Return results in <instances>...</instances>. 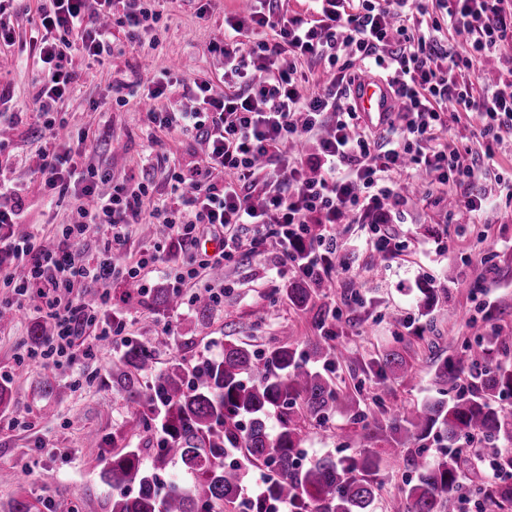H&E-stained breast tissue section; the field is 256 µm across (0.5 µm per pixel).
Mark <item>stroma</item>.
<instances>
[{
    "mask_svg": "<svg viewBox=\"0 0 512 512\" xmlns=\"http://www.w3.org/2000/svg\"><path fill=\"white\" fill-rule=\"evenodd\" d=\"M199 6V0H173L141 45L127 43L123 29H115L117 40L124 43L123 54L100 62L79 54L72 58L73 68L87 80L80 92L60 102V116L72 131L119 139L121 149L108 151L114 181L138 172L152 139L167 157L149 170L162 193L168 189L169 160L184 165L203 155L204 146L194 137L144 126L142 114L150 103L138 85L146 75L169 69L182 81L183 95H191L197 78L210 80L216 92H223L224 70L207 47L222 38L225 15L238 12L243 2L217 0L205 23L195 16ZM14 53V47L0 48V89L12 96L24 116L11 132L5 150L9 161L0 173L27 187L29 197L39 203L28 231L51 234L69 223L72 214L40 202L39 157L31 137L38 85L32 69L16 66ZM99 102L105 110H96ZM381 218L382 233L401 242L400 252L379 258L363 244L366 225H341L338 271L316 299L317 306L339 311L340 317L333 325L330 355L313 367L333 378L338 388L355 393L359 406L356 413L336 412L326 426L307 429L298 458L304 466L327 454L355 453L366 425L388 422L436 397L435 369L456 357L462 344L480 340L491 346L496 337L512 336V203L498 202L480 223L452 224L445 201L419 190ZM278 261L267 248L226 263L224 300L204 325L191 303L161 318L151 311L149 297H141L125 318V336L140 342L167 336L168 348L155 356L159 371L176 357L192 363L219 354L230 340L267 350L285 325L293 327L300 348H307L320 331L311 314L289 303L284 293L288 278L275 271ZM429 283L444 294L426 315L420 290ZM10 315V322L0 324V369L9 372L13 392L12 412L0 415V470L13 473L14 479L0 483V512H9L11 500L19 496L29 500L31 512H112V490L101 478L107 459L127 445L153 454L159 437L154 429L115 436L129 418L124 394L111 379L122 344L100 341L97 359L85 366L92 380L78 386L75 369L19 364L32 345L30 331L40 316L30 302L11 308ZM393 347L411 365V375L381 370L383 352ZM47 382L53 393L44 392ZM370 433L371 450L381 459L372 512H398L411 475L394 468L401 450L388 431Z\"/></svg>",
    "mask_w": 512,
    "mask_h": 512,
    "instance_id": "35a3bbf8",
    "label": "stroma"
}]
</instances>
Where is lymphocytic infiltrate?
Returning <instances> with one entry per match:
<instances>
[{"instance_id": "lymphocytic-infiltrate-1", "label": "lymphocytic infiltrate", "mask_w": 512, "mask_h": 512, "mask_svg": "<svg viewBox=\"0 0 512 512\" xmlns=\"http://www.w3.org/2000/svg\"><path fill=\"white\" fill-rule=\"evenodd\" d=\"M248 2L245 11L225 16L223 42L208 47L223 60L224 94L194 80L196 105L186 109L170 72L146 78L147 96L156 102L148 127L189 131L204 145L200 161L173 168L169 196L158 200L150 177L116 184L109 162H90L88 133L66 143L57 109L81 87L69 66L72 52L96 61L113 56L117 27L129 42L141 41L166 0H43V33L27 50L39 74L42 199L67 206L75 220L44 247L22 229L34 207L24 187L0 180V282L9 289L0 307L32 302L55 327L27 359L56 367L95 359L99 341L125 330L112 316L118 290L132 285L148 294L149 275L160 267L180 294L201 272L267 244L287 273L323 283L335 269L337 225L402 203L397 178L413 169L442 187L468 186L462 204L473 218L493 207L478 185L497 163L501 131L512 129V74L491 84L478 75L483 63L512 48L506 0H308L306 12L293 15L281 0ZM433 5L445 11L447 24L427 22ZM352 57L361 61L359 71H350ZM322 59L331 73L314 90L297 64ZM366 73L384 77L398 100L380 131L363 124L350 97ZM466 115L474 120L471 142H441L449 121ZM311 137L313 159L287 151V144ZM145 218L164 225L166 235L128 259V230ZM90 237L99 248L88 255L80 244ZM213 239L221 249L205 254L204 243ZM83 288L95 290L98 306L83 303Z\"/></svg>"}]
</instances>
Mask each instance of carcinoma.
Wrapping results in <instances>:
<instances>
[{
  "label": "carcinoma",
  "mask_w": 512,
  "mask_h": 512,
  "mask_svg": "<svg viewBox=\"0 0 512 512\" xmlns=\"http://www.w3.org/2000/svg\"><path fill=\"white\" fill-rule=\"evenodd\" d=\"M316 295L317 288L302 279L289 283L288 301L300 310L311 311ZM179 304L178 295L167 288L152 295V310L159 315ZM195 310L204 324L215 302L200 296ZM329 340L328 335L321 337L302 354L292 332L285 330L265 352L229 341L219 356L201 357L190 369L176 357L159 372L154 371V356L166 342H127L112 365V383L124 392L132 430L149 424L153 402L162 404V437L149 460L140 449L125 447L107 461L106 484L138 485L134 495H112V512H224V505L241 502L244 486L242 470L224 462L227 448L242 449L272 472L263 496L249 504L250 512H269L268 504L276 501L291 504L293 512H371L380 460L366 450L368 436L354 455L323 456L304 470L298 467L306 427L357 405L351 394L309 366L327 356ZM381 366L394 374L408 371L397 349L384 354ZM462 375L469 377V385L453 400H426L388 424L397 445L412 448L403 465L414 470L415 479L407 483L401 512H457L460 443H512V412L492 405L494 398L512 395V365L492 364L491 350L477 342L464 346L453 376L444 365L436 371L435 382L445 386ZM272 414L277 418L273 431L268 427ZM432 440L444 451L428 454ZM176 464L189 479L171 481L162 495L159 474ZM497 469L500 480L485 499L512 505L511 450L497 453Z\"/></svg>",
  "instance_id": "cac0c4a2"
}]
</instances>
